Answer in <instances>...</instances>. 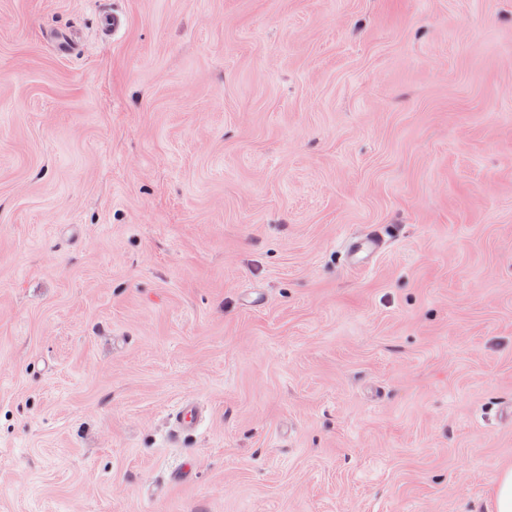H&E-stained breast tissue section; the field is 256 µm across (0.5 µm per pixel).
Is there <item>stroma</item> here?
<instances>
[{"mask_svg": "<svg viewBox=\"0 0 512 512\" xmlns=\"http://www.w3.org/2000/svg\"><path fill=\"white\" fill-rule=\"evenodd\" d=\"M507 405L512 0H0V512H492ZM386 239L379 231H373L349 240L344 249L345 263L353 269L370 267L383 253ZM202 414L196 402L184 400L172 413L175 432L183 433L196 430L201 424Z\"/></svg>", "mask_w": 512, "mask_h": 512, "instance_id": "stroma-1", "label": "stroma"}]
</instances>
